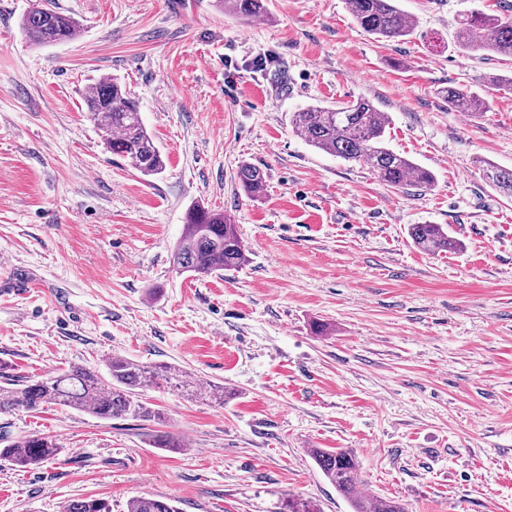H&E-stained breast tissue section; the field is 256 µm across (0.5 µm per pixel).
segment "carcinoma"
<instances>
[{
  "mask_svg": "<svg viewBox=\"0 0 512 512\" xmlns=\"http://www.w3.org/2000/svg\"><path fill=\"white\" fill-rule=\"evenodd\" d=\"M224 11L243 19L265 14L263 0H219ZM356 24L366 33L386 40L401 41L416 29L412 15L400 9L396 0H347ZM21 28L29 42L47 47L73 40L78 24L72 18L43 6L31 8ZM454 46L465 56L494 57L512 61V18L476 12L462 20ZM485 95L450 85L444 90L448 108L457 112H486L499 93H512V75L490 74L484 78ZM90 118L106 133L112 154L128 160L142 175L163 173L165 157L143 124L138 103L118 79L102 77L83 96ZM294 132L308 145L345 161L370 169L386 184L399 187H427L434 176L406 156L390 150L385 133L390 125L387 113L366 98L336 107L310 106L292 113ZM485 177L495 189L512 196V169L487 165ZM242 190L252 198L266 191L263 171L243 165L237 171ZM410 236L424 251L448 252L459 247L440 224H414ZM247 257L238 225L221 210L194 205L186 213L183 234L173 252V264L182 272L208 276L240 267ZM166 387L186 399H210L224 403V387H202L185 379L176 367L148 366L134 360L113 357L107 362V375L90 368H71L33 379L0 386V412L36 410L59 406L88 413L100 419L127 417L155 420L160 413L140 399L149 387ZM53 440L40 435L23 438L0 448V460L29 468L58 455ZM310 454L323 476L349 503L352 512H404L394 502L367 494L360 489V465L352 451L338 448H312ZM64 512H112L101 499L69 502ZM128 512H178L169 498L140 496Z\"/></svg>",
  "mask_w": 512,
  "mask_h": 512,
  "instance_id": "1",
  "label": "carcinoma"
}]
</instances>
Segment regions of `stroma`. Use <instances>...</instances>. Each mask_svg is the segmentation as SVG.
Segmentation results:
<instances>
[{
  "label": "stroma",
  "instance_id": "1",
  "mask_svg": "<svg viewBox=\"0 0 512 512\" xmlns=\"http://www.w3.org/2000/svg\"><path fill=\"white\" fill-rule=\"evenodd\" d=\"M36 2L74 18L76 37L31 45L20 21ZM399 6L417 21L403 42L365 33L345 0H267L249 20L218 0H0V384L120 356L232 393L217 406L146 389L161 424L0 412V448L61 447L33 469L0 460V512L83 498L127 512L138 496L350 512L313 448L352 450L363 488L406 512H512V197L482 170L512 169V95L475 116L442 95L512 64L452 46L461 15L497 0ZM106 76L138 102L161 175L107 152L83 104ZM360 97L430 187H391L291 127L301 107ZM245 163L266 176L262 198L238 184ZM197 202L238 224L243 266L175 270ZM414 224L443 225L460 249H419ZM160 431L185 448L152 447Z\"/></svg>",
  "mask_w": 512,
  "mask_h": 512
}]
</instances>
